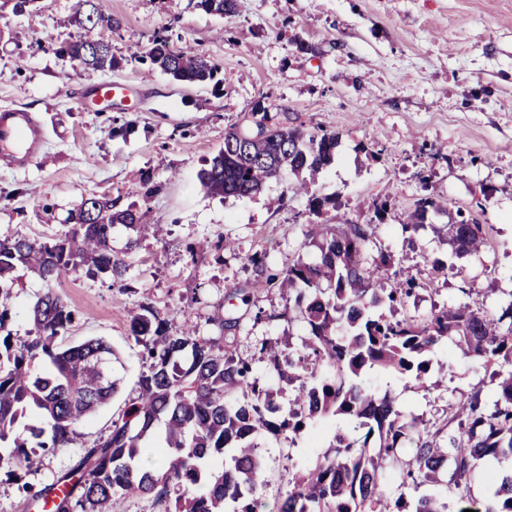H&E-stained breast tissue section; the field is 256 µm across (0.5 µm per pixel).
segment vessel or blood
Wrapping results in <instances>:
<instances>
[{"label":"vessel or blood","mask_w":512,"mask_h":512,"mask_svg":"<svg viewBox=\"0 0 512 512\" xmlns=\"http://www.w3.org/2000/svg\"><path fill=\"white\" fill-rule=\"evenodd\" d=\"M45 134L26 109H0V160L16 167L35 164L43 150Z\"/></svg>","instance_id":"b4317fda"}]
</instances>
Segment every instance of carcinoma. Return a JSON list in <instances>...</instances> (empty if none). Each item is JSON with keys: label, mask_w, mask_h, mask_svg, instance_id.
Segmentation results:
<instances>
[{"label": "carcinoma", "mask_w": 512, "mask_h": 512, "mask_svg": "<svg viewBox=\"0 0 512 512\" xmlns=\"http://www.w3.org/2000/svg\"><path fill=\"white\" fill-rule=\"evenodd\" d=\"M207 12L231 16L236 0H197ZM74 21L82 28L120 26L103 0H75ZM57 51L98 71L119 65L112 46L95 47L81 36ZM147 58L173 79L193 84L214 78L216 66L206 58L177 48L158 32ZM252 124L232 126L224 145L199 180L207 193L224 198L247 197L265 182L288 170L309 178L292 190L309 196L310 211L320 213L330 199L317 194L315 177L335 157L341 136L308 134L298 127L272 122L268 108L257 102ZM448 209L432 195L420 199L409 214L406 230L426 226L429 216ZM121 224L138 238L155 225L133 205L121 209L105 196L82 200L69 216L66 232L51 238H0V470L12 474L28 467L37 451L54 453L69 447L77 428L105 408L118 392L112 347L101 338L77 345L58 342L74 319L73 311L50 289L62 275L87 269L111 282L122 280L126 265L112 256V228ZM372 231L364 224H338L314 233L308 246L317 260L296 261L266 285L288 289L305 323V353L284 360L267 349L278 380L298 385L288 408L271 400L253 378L247 361L224 352L187 325L169 332L170 319L148 306L132 320V334L149 365L139 379L111 432L84 449L79 459L52 483L33 491L31 499L50 512H112L118 493L152 495L172 504L171 512H448V497L465 500L476 461L486 457L512 460V303L496 318L476 302L436 308L420 321L373 314L395 308L415 292V280L401 279L385 251L369 258ZM448 244L458 256L478 254L487 245L482 225L457 212L448 219ZM26 270L48 289L29 307L30 339L14 344L13 315L7 300ZM395 281L387 290L374 287L380 277ZM511 322L503 324L504 317ZM449 340L463 355L500 378L491 412L479 394L449 407L438 428L418 418L406 419L386 394L369 390L364 375L378 368L393 370L407 382L426 386L431 356ZM45 364L42 372L35 361ZM31 413L37 422L18 428ZM315 419L336 422L333 451L298 472L283 500L264 499L263 457L256 436L298 433ZM410 445L404 459L399 449ZM400 478V493L386 492L383 467ZM451 470L448 495L424 493ZM493 494L472 501L471 512H512V475L497 480Z\"/></svg>", "instance_id": "cac0c4a2"}]
</instances>
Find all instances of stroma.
Here are the masks:
<instances>
[{"label":"stroma","mask_w":512,"mask_h":512,"mask_svg":"<svg viewBox=\"0 0 512 512\" xmlns=\"http://www.w3.org/2000/svg\"><path fill=\"white\" fill-rule=\"evenodd\" d=\"M105 4L121 21L109 40L123 65L94 71L56 51L72 37L100 34L70 24L72 0H34L22 9L0 0V106L28 109L46 130L36 164L0 165V236L62 233L82 199L102 194L123 207L137 204L164 234L140 238L130 250V230L115 226L113 255L128 265L121 282L77 271L55 283L75 314L66 343L105 340L121 383L70 447L34 456L20 478L0 471V512H43L22 483L50 484L123 414L147 368L130 327L141 306L173 315L171 332L192 323L198 335L249 360L274 403L287 406L294 390L270 376L262 348L299 357L304 328L294 301L265 279L315 260L304 243L318 225H374L370 251H388L419 286L396 318L420 319L463 299L498 316L512 302V0H237L231 17L206 13L193 0ZM158 32L214 63V79L177 82L132 60V49H147ZM110 81L127 85L126 101L102 111L84 103L91 88ZM258 101L276 121L340 133L335 161L317 177L320 194L332 200L320 214H311L306 196L287 192L283 179L243 198L203 189L199 171L231 126L250 123ZM145 173L162 185L148 198L140 191ZM430 193L449 211L473 213L491 248L452 258L441 217L403 231L407 214ZM382 202L387 213L379 221ZM228 240L234 250L225 249ZM251 255L259 265L248 263ZM437 260L457 262L465 277L434 269ZM45 288L30 274L13 288L16 342L27 340L28 310ZM239 288L249 304L231 303ZM219 311L231 319L222 328L211 322ZM429 379L416 390L385 370L366 376L397 409L430 423L473 393L494 399L489 373L452 342L434 354ZM334 432V422L315 420L297 434L258 435L267 502L287 496L294 474L322 458Z\"/></svg>","instance_id":"1"}]
</instances>
